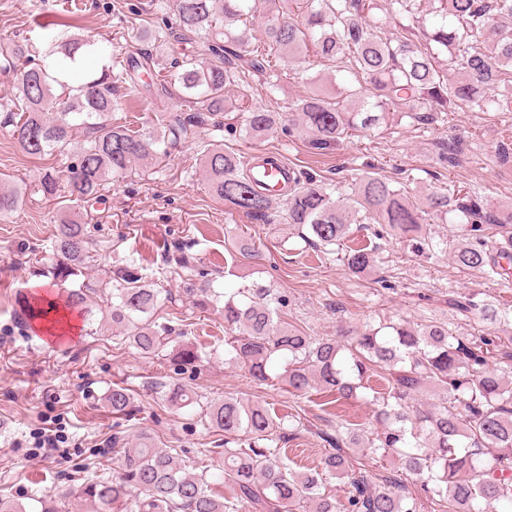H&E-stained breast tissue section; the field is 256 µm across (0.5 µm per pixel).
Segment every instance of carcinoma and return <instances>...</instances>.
Listing matches in <instances>:
<instances>
[{"instance_id":"1","label":"carcinoma","mask_w":512,"mask_h":512,"mask_svg":"<svg viewBox=\"0 0 512 512\" xmlns=\"http://www.w3.org/2000/svg\"><path fill=\"white\" fill-rule=\"evenodd\" d=\"M439 4L441 22L427 34L448 53L446 68L436 52L404 36H392L368 20L371 0H298L301 20L268 16L262 22L264 51L248 49L253 38V0H174L176 24L150 30L148 46L136 47L128 66L77 85L62 80L77 64L76 55L105 56L109 45L94 39L62 38L58 24L45 26L46 49L22 55L0 47V70L19 73L18 94L0 106L3 122L13 126L20 149L31 156L65 151L73 131L83 125L88 138L76 147L77 162L68 170L69 197L82 203L104 201L110 177L151 168L164 161L203 113L217 118L224 112V90L245 88L248 79L271 70L269 57L303 65L302 52L352 76L358 86L332 93L310 90L293 102L288 116L267 106H250L237 114L235 128L247 139H261L283 122L312 137L317 144L343 138L350 131L379 127L389 112L423 121L430 112H446L459 104L484 109L512 69V29L497 18L512 17V0H428ZM454 23H448V19ZM201 42L209 58L168 57L175 41ZM167 62L161 89L175 86L179 98L200 107L197 112L168 116L160 129L132 131L112 123L115 85L138 93L150 91L140 83L139 70L150 72ZM202 172L214 197L247 217L270 223L272 200L249 176L242 157L208 143L201 149ZM37 191L54 198L59 178L47 172ZM27 186H0V221L10 217L24 200ZM454 213L466 225L449 245L448 256L463 269H488L491 276L509 274L512 250L491 255L479 231L496 224L512 241V224L492 218L469 193L432 191L413 201L377 172H368L350 189L326 184L302 172L288 186L283 223L297 234L327 248L339 245L358 216L380 225L378 236L413 242L419 252L435 244L421 237L427 214ZM56 261L47 269L61 284L85 275L95 261L94 242L87 225L67 218L55 225L52 239ZM345 266L355 274L377 267L378 257L365 247L348 246ZM182 278L177 296L160 287L169 277ZM106 303L105 315L119 330L116 344L133 348L144 358H167L183 372L196 367L202 349L186 340L187 324L177 327L160 313L172 304L202 312L224 300V328L235 336L224 341V355L245 369L253 381L276 378L288 391L305 395L319 388L325 404H341L365 390L372 393L374 438L362 441L342 423L321 469L299 471L286 462L285 419L259 402L226 396L204 402L187 384L173 380L158 384L160 399L186 409L207 429L224 433V448L212 469L199 473L185 464L179 450L149 434L134 448L116 450L118 476L86 477L73 492L42 491L24 504L0 496V512H69V498L92 512H512V308L474 297L448 298L457 315L478 316L481 334L455 336L445 320L422 324L385 322L353 336H309L281 320L286 300L274 289L255 286L229 296L198 275L191 257L175 266L158 267L150 283L125 269L107 278L87 280L66 291L64 306L92 319L90 301ZM55 306L26 303L24 315L51 326L60 320L48 315ZM441 390L437 403L427 404L422 393ZM115 412L132 414L136 405L130 389L114 385L108 395ZM392 458L405 476L420 481L421 492L391 478L373 480L355 466L356 457ZM346 479L345 501L327 490L326 480Z\"/></svg>"}]
</instances>
